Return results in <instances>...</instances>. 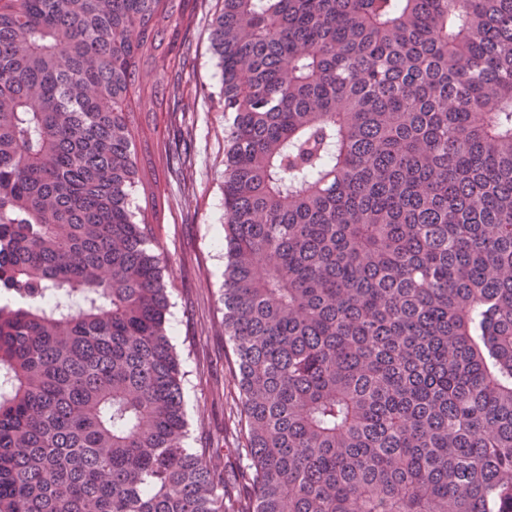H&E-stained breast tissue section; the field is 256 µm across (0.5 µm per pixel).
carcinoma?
Returning <instances> with one entry per match:
<instances>
[{
  "instance_id": "cac0c4a2",
  "label": "carcinoma",
  "mask_w": 512,
  "mask_h": 512,
  "mask_svg": "<svg viewBox=\"0 0 512 512\" xmlns=\"http://www.w3.org/2000/svg\"><path fill=\"white\" fill-rule=\"evenodd\" d=\"M190 2L0 0V512H239L136 142ZM218 2L252 512H512V0Z\"/></svg>"
}]
</instances>
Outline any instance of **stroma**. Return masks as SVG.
<instances>
[{
  "label": "stroma",
  "instance_id": "1",
  "mask_svg": "<svg viewBox=\"0 0 512 512\" xmlns=\"http://www.w3.org/2000/svg\"><path fill=\"white\" fill-rule=\"evenodd\" d=\"M216 0H206L187 34L190 51L175 93L188 112L138 115L139 143L159 167L166 207L154 226L164 257L171 341L180 357L192 448L219 449L216 465L235 471L245 445L232 345L224 334V109L221 69L211 39ZM185 144L178 172L165 170L164 142Z\"/></svg>",
  "mask_w": 512,
  "mask_h": 512
}]
</instances>
